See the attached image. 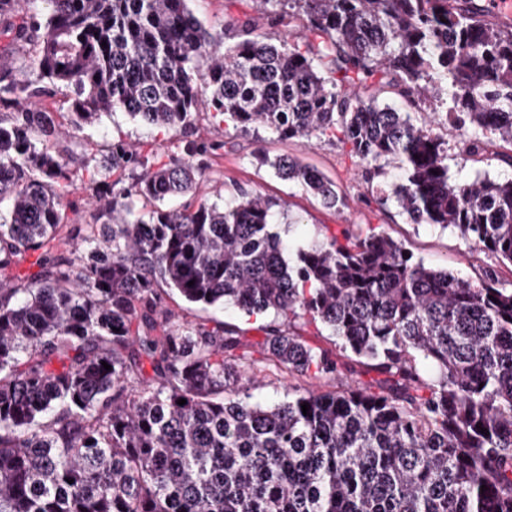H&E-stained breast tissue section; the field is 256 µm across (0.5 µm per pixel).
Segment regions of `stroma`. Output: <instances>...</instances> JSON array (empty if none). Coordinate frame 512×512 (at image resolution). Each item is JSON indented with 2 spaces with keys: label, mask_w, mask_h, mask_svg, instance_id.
I'll use <instances>...</instances> for the list:
<instances>
[{
  "label": "stroma",
  "mask_w": 512,
  "mask_h": 512,
  "mask_svg": "<svg viewBox=\"0 0 512 512\" xmlns=\"http://www.w3.org/2000/svg\"><path fill=\"white\" fill-rule=\"evenodd\" d=\"M188 6L203 26L216 36H223L224 22L252 20L258 33L275 39L298 31L299 19L290 24L269 27L255 0H189ZM448 141V175L451 181H467L489 177L496 180L512 178V165L506 157L512 147L490 143L483 155L473 156L464 150L454 132L444 134ZM140 145L152 161L167 163L181 157L186 142L196 140L217 144L218 149L210 160V167L199 184V193L209 200L218 194L233 196L236 186H244L254 194L272 199L286 206L289 224H275L274 230L281 238H291L304 244L335 238L345 240L379 232L400 242L415 258L426 264L453 272L459 277L476 281L486 269L497 268L503 287L512 286V266L499 264L489 253L481 251L472 242L463 239L455 228H442L431 224L411 223L408 216L394 200H382L376 185L361 174V164L350 145L335 138L324 137L304 147L294 141L263 135L256 139L240 134L222 121L221 117L202 111L195 118L191 129L149 130L131 121L126 114L112 112L103 115L99 122L85 127L78 135L86 153L95 155V164L80 170L69 188L68 198L75 205L73 222L82 224L93 211L91 185L102 179L104 167L110 162V148L117 139ZM272 156L297 155L305 163L317 168L336 184L344 199L336 209L324 207L307 195L300 186L279 179L272 170L258 167L254 161L257 153ZM166 305L182 320L216 324L224 321L235 325L245 342L259 346L266 337L267 318L252 319L241 313L225 316L223 311L202 308L185 303L171 291H164ZM376 371L361 364L343 372L339 380L313 379L304 376L285 378L275 367H266L258 373L255 399L265 402L284 398L289 387L300 389L331 390L336 384L355 381L369 382L377 379Z\"/></svg>",
  "instance_id": "stroma-1"
}]
</instances>
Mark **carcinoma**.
I'll return each mask as SVG.
<instances>
[{
  "label": "carcinoma",
  "instance_id": "carcinoma-1",
  "mask_svg": "<svg viewBox=\"0 0 512 512\" xmlns=\"http://www.w3.org/2000/svg\"><path fill=\"white\" fill-rule=\"evenodd\" d=\"M188 2L0 0V16L23 10L18 66L0 68V512H512V288L496 270L474 283L382 233L287 245L277 203L244 189L170 208L208 167L214 146L196 141L162 165L112 143L120 178L72 224L68 187L93 158L30 105L66 85L75 130L121 111L184 131L204 109L242 133H339L367 181L381 160L403 170L390 194L412 222L512 265V179L449 183L435 131H463L473 156L512 146V21L478 0H256L270 25L299 16L306 49L249 20L221 48ZM369 78L401 105L344 90ZM425 108L434 123H414ZM257 159L344 205L298 156ZM162 284L273 315L261 356L230 324L179 320ZM305 318L383 379L253 400L262 362L337 376L295 330Z\"/></svg>",
  "mask_w": 512,
  "mask_h": 512
}]
</instances>
